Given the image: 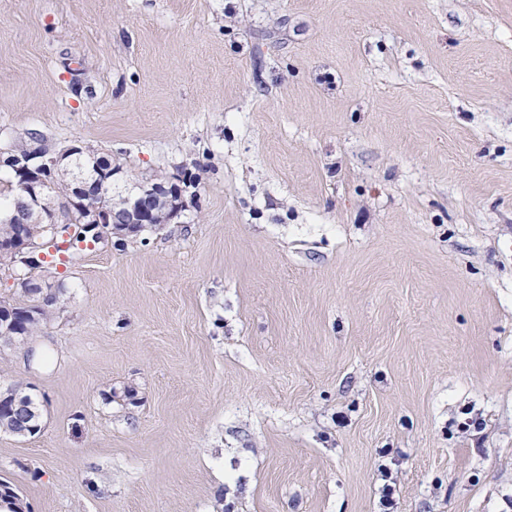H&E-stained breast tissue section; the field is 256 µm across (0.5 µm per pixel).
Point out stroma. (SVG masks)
I'll use <instances>...</instances> for the list:
<instances>
[{"label":"stroma","mask_w":512,"mask_h":512,"mask_svg":"<svg viewBox=\"0 0 512 512\" xmlns=\"http://www.w3.org/2000/svg\"><path fill=\"white\" fill-rule=\"evenodd\" d=\"M181 216L34 269L28 512H512V0H0V150Z\"/></svg>","instance_id":"stroma-1"}]
</instances>
